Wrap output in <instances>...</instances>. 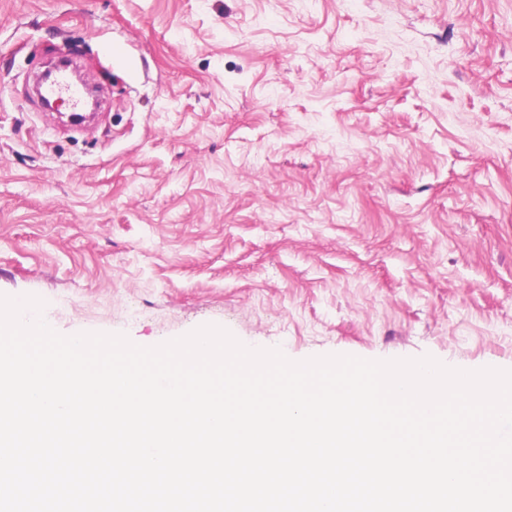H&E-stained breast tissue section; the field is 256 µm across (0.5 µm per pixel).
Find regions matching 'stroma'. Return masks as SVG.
Segmentation results:
<instances>
[{
  "mask_svg": "<svg viewBox=\"0 0 512 512\" xmlns=\"http://www.w3.org/2000/svg\"><path fill=\"white\" fill-rule=\"evenodd\" d=\"M63 53L91 126L32 91ZM0 294L512 370V0H0Z\"/></svg>",
  "mask_w": 512,
  "mask_h": 512,
  "instance_id": "stroma-1",
  "label": "stroma"
}]
</instances>
